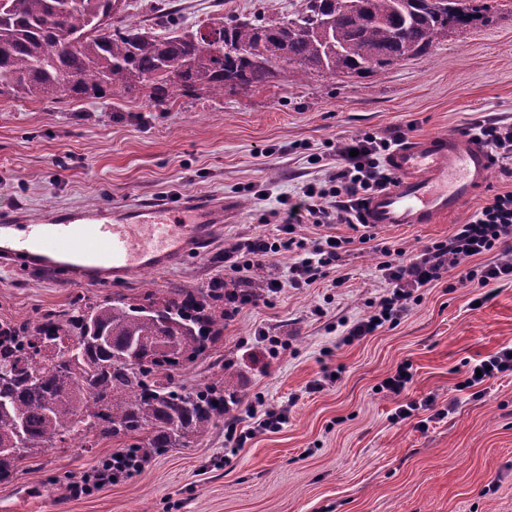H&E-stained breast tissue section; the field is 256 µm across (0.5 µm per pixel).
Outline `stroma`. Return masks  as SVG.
I'll return each instance as SVG.
<instances>
[{
  "label": "stroma",
  "mask_w": 512,
  "mask_h": 512,
  "mask_svg": "<svg viewBox=\"0 0 512 512\" xmlns=\"http://www.w3.org/2000/svg\"><path fill=\"white\" fill-rule=\"evenodd\" d=\"M125 15L164 32L173 13L181 27L230 16L267 18L295 12L299 0H126ZM512 122V0H495L492 19L449 32L429 53L377 73L316 76L285 71L249 90L216 96L174 93L162 106L134 96L0 98V210L30 220L52 210L109 204H176L199 196L224 204V222L200 252L167 269L137 274L120 292L204 288L224 274V251L256 233L275 235L268 218L320 173L313 153L337 137L373 131L387 137L460 132L473 119ZM480 200L435 224L377 228L379 240L414 255L468 222ZM297 235L352 238L335 270L304 287L283 288L242 306L224 322L213 355L181 376L187 386L222 375L241 398L236 416L252 428L249 406L288 403V421L256 431L232 448L216 423L188 446L153 457L118 482L75 497L67 485L120 448L37 453V471L20 465L0 483V512H512V376L462 391L484 357L512 346V282L484 288L444 277L420 289L399 321L343 342L345 323L368 315L384 291L379 253L355 242L347 224H303ZM344 278L334 286V278ZM106 288L66 284L0 266V320L96 303ZM284 350L270 354V338ZM410 364L402 397L380 393L385 376ZM335 384L312 393L324 372ZM431 396L457 405L420 429L416 418L392 421L400 401Z\"/></svg>",
  "instance_id": "obj_1"
}]
</instances>
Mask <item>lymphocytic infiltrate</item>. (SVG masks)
Here are the masks:
<instances>
[{"mask_svg": "<svg viewBox=\"0 0 512 512\" xmlns=\"http://www.w3.org/2000/svg\"><path fill=\"white\" fill-rule=\"evenodd\" d=\"M468 132L485 143L495 159L512 160L511 122L482 116ZM403 139L399 131L389 137L368 131L338 138L333 155H311V165L324 169L325 178L306 184L299 198L281 199L273 212L278 238L257 234L226 250L225 278L246 282L248 272L283 248L292 252L293 261L285 274L266 282L267 293L274 295L285 287L302 288L327 277L353 240L336 236L309 240L297 236V226L361 223L360 210L366 200L394 183L395 176L385 160ZM356 241L382 254L378 270L387 289L367 317L348 326L344 334L348 343L373 334L385 323L397 322L414 303L416 291L442 280L445 274H453L462 287L512 282V191L491 195L467 223L456 225L448 239L433 242L410 257L377 242L372 233H362ZM495 251L500 252V259L475 264V257Z\"/></svg>", "mask_w": 512, "mask_h": 512, "instance_id": "lymphocytic-infiltrate-1", "label": "lymphocytic infiltrate"}]
</instances>
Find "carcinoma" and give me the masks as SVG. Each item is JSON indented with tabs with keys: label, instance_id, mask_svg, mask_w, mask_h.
Masks as SVG:
<instances>
[{
	"label": "carcinoma",
	"instance_id": "cac0c4a2",
	"mask_svg": "<svg viewBox=\"0 0 512 512\" xmlns=\"http://www.w3.org/2000/svg\"><path fill=\"white\" fill-rule=\"evenodd\" d=\"M116 0H0V96L129 95L146 86L158 105L170 93L214 94L270 81L276 70L314 75L373 73L427 53L452 29L487 21L473 0H303L275 21L201 24L149 34ZM246 288L116 292L34 318L0 320V482L39 450L91 436L124 441L115 454L129 475L144 460L203 435L239 402L214 375L186 387L173 373L205 357L224 332V302ZM153 368H142V359Z\"/></svg>",
	"mask_w": 512,
	"mask_h": 512
}]
</instances>
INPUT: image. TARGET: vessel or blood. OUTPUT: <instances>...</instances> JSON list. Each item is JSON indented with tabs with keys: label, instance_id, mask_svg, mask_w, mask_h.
Masks as SVG:
<instances>
[{
	"label": "vessel or blood",
	"instance_id": "obj_1",
	"mask_svg": "<svg viewBox=\"0 0 512 512\" xmlns=\"http://www.w3.org/2000/svg\"><path fill=\"white\" fill-rule=\"evenodd\" d=\"M396 181L374 194L366 224H434L453 216L488 182L494 165L476 138L416 136L386 159ZM222 205L206 199L134 207L79 208L40 222L0 211V264L23 266L69 284L113 286L131 275L168 269L211 239Z\"/></svg>",
	"mask_w": 512,
	"mask_h": 512
}]
</instances>
